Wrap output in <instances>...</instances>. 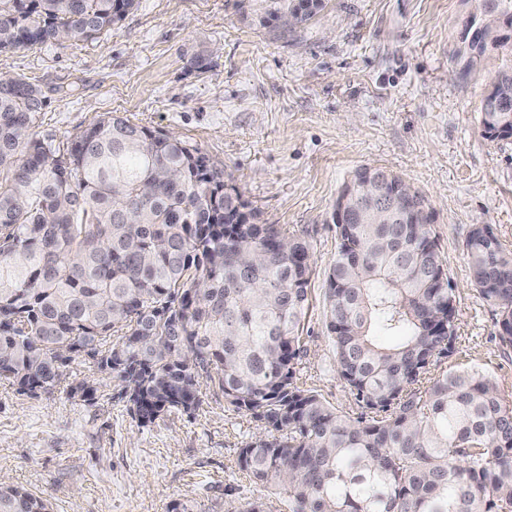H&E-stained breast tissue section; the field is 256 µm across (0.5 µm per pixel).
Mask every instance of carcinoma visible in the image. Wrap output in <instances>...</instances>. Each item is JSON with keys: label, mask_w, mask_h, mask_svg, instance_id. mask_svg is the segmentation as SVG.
<instances>
[{"label": "carcinoma", "mask_w": 512, "mask_h": 512, "mask_svg": "<svg viewBox=\"0 0 512 512\" xmlns=\"http://www.w3.org/2000/svg\"><path fill=\"white\" fill-rule=\"evenodd\" d=\"M139 0H0V51L88 41ZM464 77L502 59L482 101L488 139L512 137V0H460ZM260 24L309 25L324 0H237ZM41 88L0 80V382L35 394L85 355L119 379L142 424L202 405L201 380L264 426L239 449L249 480L291 512H512V394L474 367L432 369L458 338L432 213L364 215L354 173L325 278L336 373L353 419L296 376L313 273L308 241L259 224L224 171L181 140L113 113L61 146L35 128ZM473 285L512 345V250L488 224L465 241ZM395 337L383 345L374 328ZM69 392L93 400L91 381ZM0 512H53L0 482Z\"/></svg>", "instance_id": "carcinoma-1"}]
</instances>
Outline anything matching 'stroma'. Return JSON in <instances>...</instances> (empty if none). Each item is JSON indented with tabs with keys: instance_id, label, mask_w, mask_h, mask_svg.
<instances>
[{
	"instance_id": "stroma-1",
	"label": "stroma",
	"mask_w": 512,
	"mask_h": 512,
	"mask_svg": "<svg viewBox=\"0 0 512 512\" xmlns=\"http://www.w3.org/2000/svg\"><path fill=\"white\" fill-rule=\"evenodd\" d=\"M306 27L279 35L234 0H140L92 41L0 52V74L38 84L37 132L64 142L105 115L175 135L232 178L260 223L285 225L313 251L300 374L339 412H361L337 377L324 320L336 257L332 215L343 183L383 166L425 196L454 287L452 363L512 388V347L498 311L471 282L464 241L491 225L512 249V138L483 136L480 106L499 61L459 77V0H326ZM95 400L56 387L34 395L0 383V474L48 498L54 512H238L264 493L236 466L263 426L227 409L203 381L193 415L141 425L111 373L80 357L72 379Z\"/></svg>"
}]
</instances>
